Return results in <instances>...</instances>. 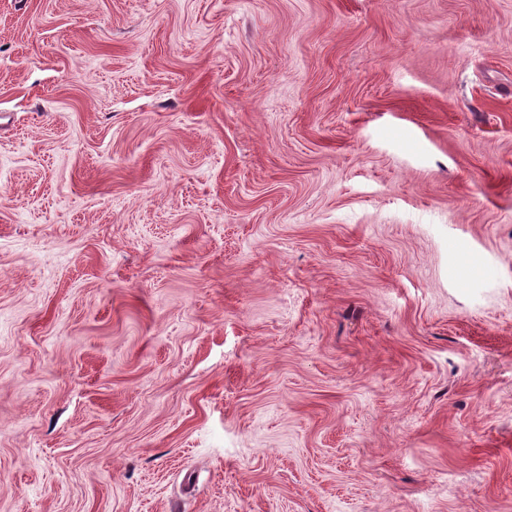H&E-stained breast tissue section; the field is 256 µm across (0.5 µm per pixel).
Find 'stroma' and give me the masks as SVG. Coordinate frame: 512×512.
Returning <instances> with one entry per match:
<instances>
[{"instance_id": "35a3bbf8", "label": "stroma", "mask_w": 512, "mask_h": 512, "mask_svg": "<svg viewBox=\"0 0 512 512\" xmlns=\"http://www.w3.org/2000/svg\"><path fill=\"white\" fill-rule=\"evenodd\" d=\"M0 512H512V0H0Z\"/></svg>"}]
</instances>
